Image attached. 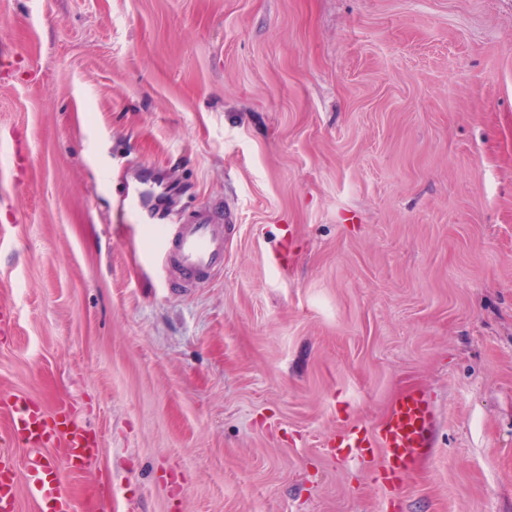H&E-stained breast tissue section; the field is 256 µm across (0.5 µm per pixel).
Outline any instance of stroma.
<instances>
[{
  "instance_id": "obj_1",
  "label": "stroma",
  "mask_w": 512,
  "mask_h": 512,
  "mask_svg": "<svg viewBox=\"0 0 512 512\" xmlns=\"http://www.w3.org/2000/svg\"><path fill=\"white\" fill-rule=\"evenodd\" d=\"M144 179L230 211L206 283L119 218ZM0 305L94 512H512V0H0ZM410 390L396 499L327 439Z\"/></svg>"
}]
</instances>
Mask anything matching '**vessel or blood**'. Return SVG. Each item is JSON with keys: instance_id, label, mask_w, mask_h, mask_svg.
Here are the masks:
<instances>
[{"instance_id": "b4317fda", "label": "vessel or blood", "mask_w": 512, "mask_h": 512, "mask_svg": "<svg viewBox=\"0 0 512 512\" xmlns=\"http://www.w3.org/2000/svg\"><path fill=\"white\" fill-rule=\"evenodd\" d=\"M151 262L175 268L176 286L202 282L224 264V227L208 209L160 234L149 254ZM0 415L9 426L0 434V512H19V496L27 494L33 512H78L73 492L63 483L57 461L84 469L99 452V442L80 418L72 399L53 404L22 393L0 394ZM436 412L424 393L408 391L394 398L372 429L341 427L336 448H356L382 487L397 492L414 461L431 445ZM27 449L17 460L15 448Z\"/></svg>"}]
</instances>
